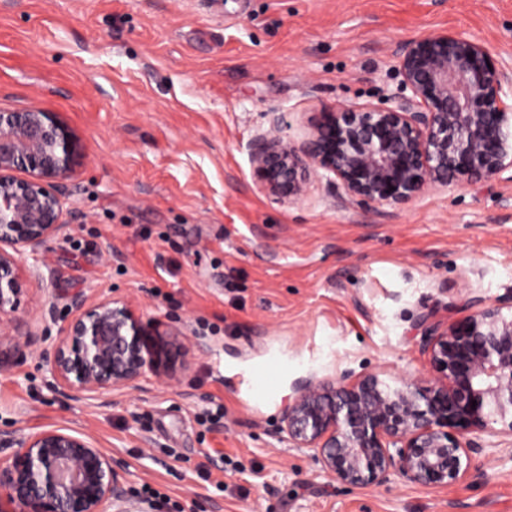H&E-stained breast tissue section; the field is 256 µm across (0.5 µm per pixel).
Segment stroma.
Here are the masks:
<instances>
[{"label": "stroma", "mask_w": 512, "mask_h": 512, "mask_svg": "<svg viewBox=\"0 0 512 512\" xmlns=\"http://www.w3.org/2000/svg\"><path fill=\"white\" fill-rule=\"evenodd\" d=\"M440 30L512 62V0H0V107L38 102L79 144L67 230L17 312L34 345L0 354V456L43 430L86 434L127 496L148 484L184 512H512L507 440L467 433L471 475L439 489L396 470L346 486L279 439L298 380L433 378L417 317L444 326L512 295L510 167L401 207L343 205L323 177L290 204L254 181L271 113L298 141L317 112L379 104L401 89L400 45ZM77 295L131 301L206 348L172 380L51 390Z\"/></svg>", "instance_id": "stroma-1"}]
</instances>
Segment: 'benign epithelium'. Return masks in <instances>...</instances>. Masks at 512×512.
I'll use <instances>...</instances> for the list:
<instances>
[{"mask_svg":"<svg viewBox=\"0 0 512 512\" xmlns=\"http://www.w3.org/2000/svg\"><path fill=\"white\" fill-rule=\"evenodd\" d=\"M397 63L403 89L392 107L325 109L300 141L278 116L252 147L258 187L284 202L306 196L313 178L334 176L339 199L399 207L453 181H488L512 167V68L464 31H437L405 42ZM78 144L37 105L0 108V325L13 351L32 343L15 319L24 283L43 280L38 254L64 232L63 181ZM22 171L27 177L17 176ZM33 262L24 267L18 257ZM509 302L470 301L472 312L420 339L437 376L392 384L383 372L351 380L302 379L280 432L321 470L350 486L383 484L397 469L423 486L466 478L480 446L456 433L512 438V316ZM70 319L48 369L57 391L93 396L136 389L148 373L174 378L184 349L205 346L175 336L157 340L127 301L88 306L71 299ZM501 428H495V425ZM144 512L120 489L112 456L80 434L48 429L0 458V512Z\"/></svg>","mask_w":512,"mask_h":512,"instance_id":"benign-epithelium-1","label":"benign epithelium"}]
</instances>
